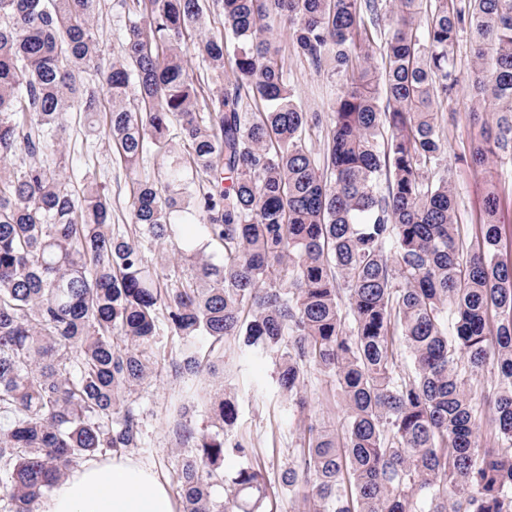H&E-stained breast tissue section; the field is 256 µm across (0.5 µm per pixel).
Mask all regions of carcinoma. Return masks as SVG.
Segmentation results:
<instances>
[{
  "mask_svg": "<svg viewBox=\"0 0 512 512\" xmlns=\"http://www.w3.org/2000/svg\"><path fill=\"white\" fill-rule=\"evenodd\" d=\"M212 3L224 31L198 48L233 80L207 93L185 56ZM99 5L0 0V512H35L79 461L143 447L127 401L166 360L163 328L176 373L224 371L227 344L275 353L299 415L308 371L331 378L341 429L309 424L278 474L306 512H512L505 195L491 181L480 237L460 238L441 129L468 83L472 147L458 160L512 167V0H121L122 59L109 63ZM281 24L341 83L323 112L292 99L265 36ZM74 111L128 169L174 139L185 150L163 185H133L123 229L95 181L77 194L40 160ZM312 129L326 131L317 157ZM158 244L174 263L149 262ZM489 367L497 383L480 394ZM201 406L210 425L180 431L181 512H263L271 480L252 441L229 436L235 395L195 390L174 411L186 421ZM228 456L243 461L231 478Z\"/></svg>",
  "mask_w": 512,
  "mask_h": 512,
  "instance_id": "1",
  "label": "carcinoma"
}]
</instances>
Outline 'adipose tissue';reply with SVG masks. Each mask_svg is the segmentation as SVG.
Wrapping results in <instances>:
<instances>
[{
	"instance_id": "1",
	"label": "adipose tissue",
	"mask_w": 512,
	"mask_h": 512,
	"mask_svg": "<svg viewBox=\"0 0 512 512\" xmlns=\"http://www.w3.org/2000/svg\"><path fill=\"white\" fill-rule=\"evenodd\" d=\"M39 512H178L158 474L135 457L87 463L57 484Z\"/></svg>"
}]
</instances>
